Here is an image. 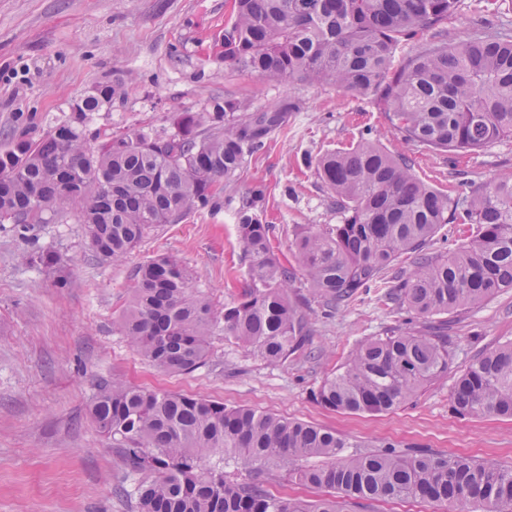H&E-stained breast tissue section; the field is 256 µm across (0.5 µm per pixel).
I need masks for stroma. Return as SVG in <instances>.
Segmentation results:
<instances>
[{
	"label": "stroma",
	"instance_id": "stroma-1",
	"mask_svg": "<svg viewBox=\"0 0 512 512\" xmlns=\"http://www.w3.org/2000/svg\"><path fill=\"white\" fill-rule=\"evenodd\" d=\"M229 16V0H0V148L21 136L41 139L69 119L71 104L94 84L115 80L123 95L91 116V146L134 131L171 134L177 113L206 111L224 97L257 109L288 97L301 106L248 158L218 209L160 225L119 264L94 257L82 225L72 221L36 225L25 238L0 228V512H136L129 492L139 478L89 418L101 386L115 379L310 422L369 447L391 442L512 465V419H464L450 407L454 381L471 359L512 340V290L448 315V375L377 414L330 410L313 392L365 338L401 328L429 333L428 320L385 299L383 284L327 315L297 274L291 295L311 310L310 342L277 364L226 340L219 328L205 365L169 374L144 361L123 336L119 322L132 299L133 274L156 256H177L196 271L197 289L214 316L251 288L236 219L254 187L265 191L272 247L286 264L295 262L298 233L340 223L332 192L308 164L324 152L379 140L459 201L473 185L512 174V137L463 157L412 147L389 127L372 96L307 81H264L226 64ZM481 17L512 31V0H459L446 23L449 37L466 42ZM43 254L67 260L65 284L40 263Z\"/></svg>",
	"mask_w": 512,
	"mask_h": 512
}]
</instances>
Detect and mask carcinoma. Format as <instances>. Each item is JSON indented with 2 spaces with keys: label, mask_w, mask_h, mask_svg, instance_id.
<instances>
[{
  "label": "carcinoma",
  "mask_w": 512,
  "mask_h": 512,
  "mask_svg": "<svg viewBox=\"0 0 512 512\" xmlns=\"http://www.w3.org/2000/svg\"><path fill=\"white\" fill-rule=\"evenodd\" d=\"M458 0H234L224 25V62L266 81L328 84L350 96H373L393 129L419 147L465 155L512 136V35L477 33L448 43L439 26ZM435 35L398 65V45ZM117 84L98 83L71 105L70 119L45 137L16 139L0 150V224L26 233L36 224L84 225L95 257L114 264L161 224L214 209L246 158L299 111L294 100L255 111L244 99L215 100L207 112H183L175 132H134L98 147L85 135L89 115L112 104ZM336 195L342 223L308 229L295 260L313 297L329 309L376 285L401 257L417 261L396 276L387 300L422 318L478 308L512 290V176L471 190L456 202L414 172L412 161L363 142L316 160ZM264 191L252 190L237 231L255 287L224 305V336L270 363L303 351L301 303L289 296L294 267L272 251L263 219ZM443 224L465 226V242L446 256L427 252ZM121 329L149 363L189 373L210 354L218 325L176 256L138 267ZM449 336L401 329L362 341L343 370L326 377L315 400L340 412L381 413L411 400L448 374ZM463 418H512V342L475 356L450 396ZM99 433L135 474L138 512H340L339 499H419L451 512H512V466L397 449L368 455L360 444L312 424L207 398L103 386L90 407ZM247 472L224 476L225 460ZM324 460L316 468L308 459ZM284 469L302 485L328 489L308 502L268 489Z\"/></svg>",
  "instance_id": "1"
}]
</instances>
